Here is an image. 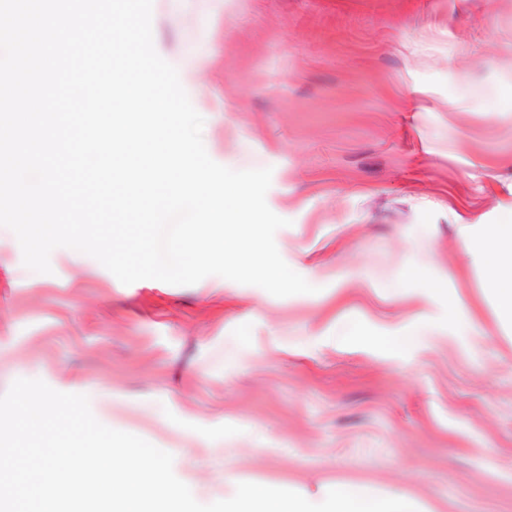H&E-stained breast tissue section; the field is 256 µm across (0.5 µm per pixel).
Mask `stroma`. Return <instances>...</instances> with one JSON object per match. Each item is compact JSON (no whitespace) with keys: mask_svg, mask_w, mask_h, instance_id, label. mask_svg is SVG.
<instances>
[{"mask_svg":"<svg viewBox=\"0 0 512 512\" xmlns=\"http://www.w3.org/2000/svg\"><path fill=\"white\" fill-rule=\"evenodd\" d=\"M209 156L272 168L276 297L23 264L0 227V395H86L203 504L263 482L512 512V326L467 249L512 216V0H153ZM459 307H451V300Z\"/></svg>","mask_w":512,"mask_h":512,"instance_id":"stroma-1","label":"stroma"}]
</instances>
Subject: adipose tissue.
<instances>
[{
	"mask_svg": "<svg viewBox=\"0 0 512 512\" xmlns=\"http://www.w3.org/2000/svg\"><path fill=\"white\" fill-rule=\"evenodd\" d=\"M483 259L485 284L501 324H512V224H492L474 245Z\"/></svg>",
	"mask_w": 512,
	"mask_h": 512,
	"instance_id": "ef3b65f1",
	"label": "adipose tissue"
}]
</instances>
